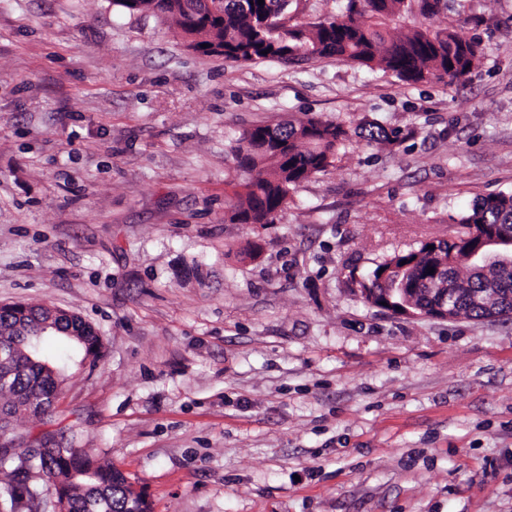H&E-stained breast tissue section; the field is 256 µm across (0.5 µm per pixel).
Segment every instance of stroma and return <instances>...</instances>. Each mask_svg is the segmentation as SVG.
<instances>
[{"mask_svg": "<svg viewBox=\"0 0 512 512\" xmlns=\"http://www.w3.org/2000/svg\"><path fill=\"white\" fill-rule=\"evenodd\" d=\"M425 24L480 42L466 81L236 63L161 13L0 0V305L100 334L54 416L152 512H512V320L358 294L512 192V0ZM307 113L401 135L353 138L274 223H226L232 138Z\"/></svg>", "mask_w": 512, "mask_h": 512, "instance_id": "1", "label": "stroma"}]
</instances>
